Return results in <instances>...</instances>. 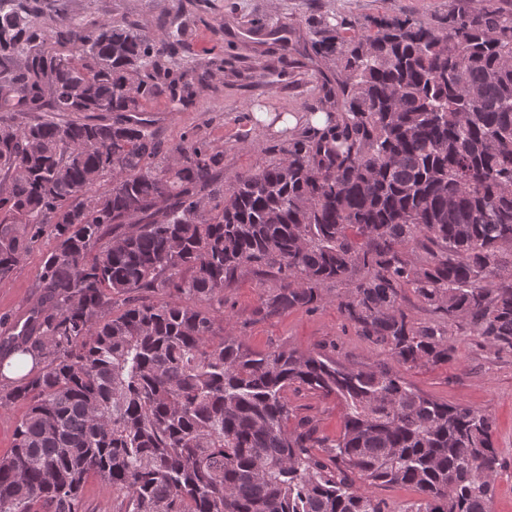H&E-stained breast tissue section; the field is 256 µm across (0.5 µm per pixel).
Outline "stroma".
Returning <instances> with one entry per match:
<instances>
[{
	"mask_svg": "<svg viewBox=\"0 0 512 512\" xmlns=\"http://www.w3.org/2000/svg\"><path fill=\"white\" fill-rule=\"evenodd\" d=\"M449 0H27L28 9L51 26L58 9L75 19L115 20L139 24L143 34L155 35L161 23L188 25L190 35L177 57L179 70L205 75L206 86L196 103L171 108L166 94L146 101L150 129L165 146L183 137L199 139L224 153V173L231 176L265 166L273 145L287 143L288 131L259 123V112L306 114L325 88L334 84L335 69L326 67L310 48L311 33L320 15L365 21L374 17L412 18L438 23L448 13ZM281 26L297 32L288 49L265 39L238 38L240 26ZM54 242L42 237L0 284V317L25 318L39 296L37 283L44 256ZM275 281L245 273L224 294V311L235 335L254 350L285 347L324 353L347 366L385 367L399 373L421 392L451 404L486 411L495 420L494 442L502 468L494 485L493 512H512V352H498L473 336L456 339L448 363L406 368L384 350L357 336L335 303L313 311L293 310L261 317L255 308L261 289ZM298 416L311 418L320 434L336 437L341 410L307 391H289Z\"/></svg>",
	"mask_w": 512,
	"mask_h": 512,
	"instance_id": "1",
	"label": "stroma"
}]
</instances>
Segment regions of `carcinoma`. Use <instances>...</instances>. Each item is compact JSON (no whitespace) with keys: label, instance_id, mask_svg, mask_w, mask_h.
<instances>
[{"label":"carcinoma","instance_id":"obj_1","mask_svg":"<svg viewBox=\"0 0 512 512\" xmlns=\"http://www.w3.org/2000/svg\"><path fill=\"white\" fill-rule=\"evenodd\" d=\"M53 22L50 44L0 10V283L55 241L42 300L0 344L39 366L0 388L1 407L26 408L0 512H86L92 475L124 512H385L379 485L417 490L405 512H492L490 414L320 350L254 351L215 324L252 269L279 282L263 316L346 285L338 310L404 366L447 363L455 336L512 351V12L450 0L437 25L373 18L348 38L321 17L311 48L339 68L326 126L223 189L224 152L166 149L135 116L160 92L197 96L170 67L186 26L150 39L125 21ZM45 110L88 116L12 121ZM409 291L432 319L413 318ZM292 388L336 401L338 437L288 427Z\"/></svg>","mask_w":512,"mask_h":512}]
</instances>
